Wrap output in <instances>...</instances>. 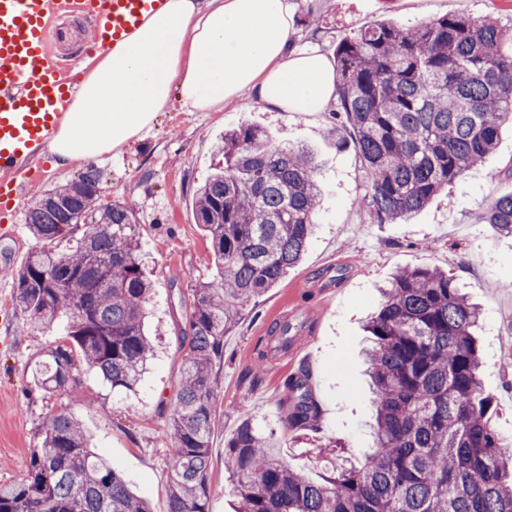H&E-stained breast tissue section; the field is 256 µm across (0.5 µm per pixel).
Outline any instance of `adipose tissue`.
Returning <instances> with one entry per match:
<instances>
[{
	"mask_svg": "<svg viewBox=\"0 0 512 512\" xmlns=\"http://www.w3.org/2000/svg\"><path fill=\"white\" fill-rule=\"evenodd\" d=\"M289 0H166L125 41L106 48L51 145L58 165L91 161L153 125L171 95L198 112L248 96L308 116L336 100V72L296 51Z\"/></svg>",
	"mask_w": 512,
	"mask_h": 512,
	"instance_id": "obj_1",
	"label": "adipose tissue"
}]
</instances>
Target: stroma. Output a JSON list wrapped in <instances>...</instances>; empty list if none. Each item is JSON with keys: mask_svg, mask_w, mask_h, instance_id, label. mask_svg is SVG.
Masks as SVG:
<instances>
[{"mask_svg": "<svg viewBox=\"0 0 512 512\" xmlns=\"http://www.w3.org/2000/svg\"><path fill=\"white\" fill-rule=\"evenodd\" d=\"M297 23L296 45L332 55L339 38L352 36L378 20L408 27L432 18L487 15L512 25V0H290ZM60 56L91 65L82 42L93 19L62 16ZM242 123L264 127L281 143L304 144L317 156V180L324 192L314 236L301 262L256 302L244 306L235 328L224 338V359L214 406L209 469L210 512H234L236 499L224 471V442L244 418L272 431L276 452L290 467L319 482L325 462L308 453V442L338 443L342 456L361 460L371 444L373 394L362 355L365 325L381 300L380 290L401 268L431 266L452 275L482 308L475 330L482 352V381L494 397L491 424L512 440V354L502 347L512 337V238L501 236L481 214L499 197L512 194V126H503L495 153L435 196L405 224L368 223L359 200L366 192L363 163L345 132L328 114L310 119L273 112L250 98L221 112H191L171 98L140 138L95 162L103 202L134 204L144 262L153 281L146 330L155 356L135 391L117 392L90 369L82 382L49 397L34 373L66 321L46 333L29 329L14 306L8 269L20 266L35 245L26 224L37 192L72 179L84 167L57 166L52 154L40 159L45 174L0 222V486L24 474L40 425L60 408L83 422L90 445L104 454L131 490L153 512H167L170 399L179 380L184 349L182 331L192 291L214 278L210 244L195 222V192L208 176L214 149L226 129ZM304 323V349L269 356L254 375L257 353L270 341L281 318ZM306 370L308 389L320 407L318 428L294 431L284 425L287 377Z\"/></svg>", "mask_w": 512, "mask_h": 512, "instance_id": "obj_1", "label": "stroma"}]
</instances>
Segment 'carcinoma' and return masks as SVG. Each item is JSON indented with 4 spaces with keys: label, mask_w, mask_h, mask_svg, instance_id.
Returning a JSON list of instances; mask_svg holds the SVG:
<instances>
[{
    "label": "carcinoma",
    "mask_w": 512,
    "mask_h": 512,
    "mask_svg": "<svg viewBox=\"0 0 512 512\" xmlns=\"http://www.w3.org/2000/svg\"><path fill=\"white\" fill-rule=\"evenodd\" d=\"M336 108L361 156L372 224H394L484 164L512 125V27L451 15L413 27L380 20L334 48ZM216 164L195 193L196 223L210 241L216 277L194 289L184 366L170 402L168 512H209L208 470L217 362L240 308L275 286L302 258L321 192L306 147L264 129L224 133ZM100 172L87 167L41 193L27 213L37 241L12 271L15 306L37 330L68 318L65 339L40 371L49 393L80 382L79 364L112 389L135 388L154 346L145 335L152 288L133 207L99 202ZM512 237V195L482 215ZM75 245L63 252L54 243ZM479 307L436 267L402 268L366 326L374 390L373 442L360 465L330 461L316 483L270 451L245 418L224 449L239 512H512V452L490 422L473 334ZM298 328L275 324L278 348ZM284 423L309 430L320 408L304 371L284 383ZM23 477L0 488V512H151L110 461L90 450L65 411L45 418Z\"/></svg>",
    "instance_id": "obj_1"
}]
</instances>
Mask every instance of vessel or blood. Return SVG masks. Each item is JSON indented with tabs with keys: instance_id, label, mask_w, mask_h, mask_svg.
I'll return each instance as SVG.
<instances>
[{
	"instance_id": "1",
	"label": "vessel or blood",
	"mask_w": 512,
	"mask_h": 512,
	"mask_svg": "<svg viewBox=\"0 0 512 512\" xmlns=\"http://www.w3.org/2000/svg\"><path fill=\"white\" fill-rule=\"evenodd\" d=\"M166 0H0V209L10 210L38 179L78 89L79 76L56 58L55 17L104 20L88 51L124 40Z\"/></svg>"
}]
</instances>
